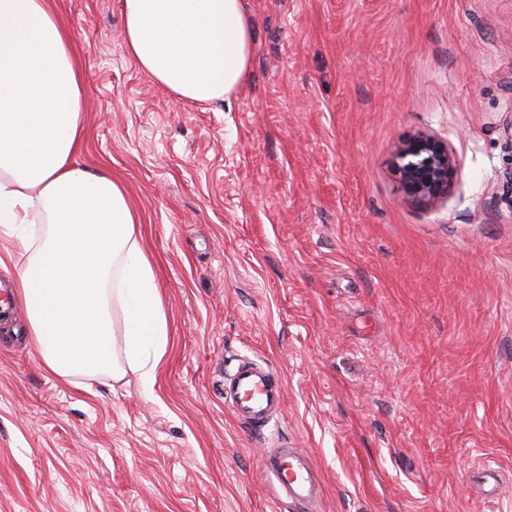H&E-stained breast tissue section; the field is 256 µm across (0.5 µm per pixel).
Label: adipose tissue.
Instances as JSON below:
<instances>
[{
  "mask_svg": "<svg viewBox=\"0 0 512 512\" xmlns=\"http://www.w3.org/2000/svg\"><path fill=\"white\" fill-rule=\"evenodd\" d=\"M123 42L155 84L188 103L235 94L249 75L244 0H121ZM82 88L49 0H0V267L40 364L75 381L135 376L151 387L168 321L126 189L81 167Z\"/></svg>",
  "mask_w": 512,
  "mask_h": 512,
  "instance_id": "adipose-tissue-1",
  "label": "adipose tissue"
}]
</instances>
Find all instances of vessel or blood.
Masks as SVG:
<instances>
[{
    "label": "vessel or blood",
    "mask_w": 512,
    "mask_h": 512,
    "mask_svg": "<svg viewBox=\"0 0 512 512\" xmlns=\"http://www.w3.org/2000/svg\"><path fill=\"white\" fill-rule=\"evenodd\" d=\"M224 391L236 419L259 432L268 426L285 398L282 380L253 360L239 362L225 379ZM261 466L275 480L278 498L307 505L321 492L316 471L298 449H272L262 458Z\"/></svg>",
    "instance_id": "1"
}]
</instances>
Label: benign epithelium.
I'll list each match as a JSON object with an SVG mask.
<instances>
[{
  "label": "benign epithelium",
  "instance_id": "obj_1",
  "mask_svg": "<svg viewBox=\"0 0 512 512\" xmlns=\"http://www.w3.org/2000/svg\"><path fill=\"white\" fill-rule=\"evenodd\" d=\"M395 156L396 171L409 194L426 200L448 195L455 162L446 143L420 134L400 145Z\"/></svg>",
  "mask_w": 512,
  "mask_h": 512
}]
</instances>
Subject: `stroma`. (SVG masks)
<instances>
[{
    "label": "stroma",
    "instance_id": "obj_1",
    "mask_svg": "<svg viewBox=\"0 0 512 512\" xmlns=\"http://www.w3.org/2000/svg\"><path fill=\"white\" fill-rule=\"evenodd\" d=\"M52 5L169 340L152 390L72 384L0 321V512H512V0H244L248 80L202 106L127 55L121 0ZM419 133L455 159L433 203L395 169ZM246 357L286 388L259 434L221 386ZM277 444L312 510L274 502ZM261 466L275 480L279 499L307 505L320 495L317 473L297 448H274L261 459Z\"/></svg>",
    "mask_w": 512,
    "mask_h": 512
}]
</instances>
